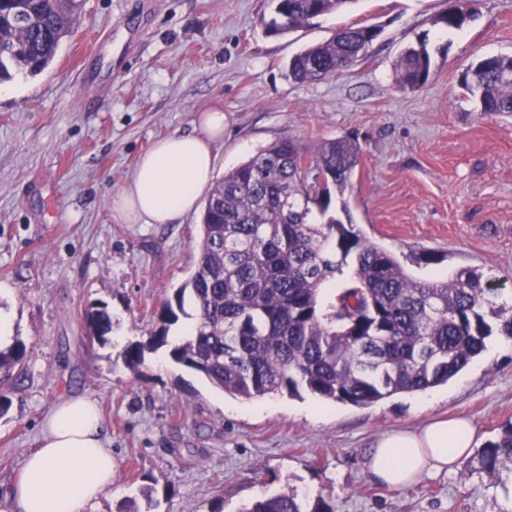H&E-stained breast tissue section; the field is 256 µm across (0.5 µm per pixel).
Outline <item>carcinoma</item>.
<instances>
[{
  "instance_id": "obj_1",
  "label": "carcinoma",
  "mask_w": 512,
  "mask_h": 512,
  "mask_svg": "<svg viewBox=\"0 0 512 512\" xmlns=\"http://www.w3.org/2000/svg\"><path fill=\"white\" fill-rule=\"evenodd\" d=\"M262 20L267 33L284 35L356 0H274ZM472 0L440 19L458 29L472 20ZM84 0H0V84L19 73L36 75L55 59L81 16ZM359 27L294 55L290 76L304 83L333 76L368 50ZM403 89L429 80L426 45L411 46L395 64ZM482 111L512 116V56L479 61L462 75ZM361 148L349 137L310 149L284 137L224 176L203 211L199 258L189 279L159 312L151 338L171 345V358L203 375L224 393L246 399L291 397L304 390L330 402L370 406L392 395L447 382L486 349L492 336L512 340V306L498 303L495 278L477 269L424 281L389 251L327 213L332 192L352 184ZM327 217L323 223L313 214ZM344 282L323 302L322 289ZM194 332L168 343L180 318ZM89 336L105 341L112 316L103 307L85 315ZM25 348L0 349V373L22 364ZM478 469L502 480L512 465V422L476 455ZM244 512L305 510L298 495L265 496Z\"/></svg>"
}]
</instances>
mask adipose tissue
Instances as JSON below:
<instances>
[{"mask_svg":"<svg viewBox=\"0 0 512 512\" xmlns=\"http://www.w3.org/2000/svg\"><path fill=\"white\" fill-rule=\"evenodd\" d=\"M194 126V133L160 139L140 157L115 196L121 218L173 224L196 210L213 179V146L224 138V114L200 113ZM474 439L469 419H434L378 438L364 467L372 478L402 487L426 473L454 470L469 457ZM113 475L112 450L95 402L86 396L63 399L44 415L39 444L12 486L14 512H88L111 492Z\"/></svg>","mask_w":512,"mask_h":512,"instance_id":"obj_1","label":"adipose tissue"}]
</instances>
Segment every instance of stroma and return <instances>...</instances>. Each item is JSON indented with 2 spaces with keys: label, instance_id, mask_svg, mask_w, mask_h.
I'll return each instance as SVG.
<instances>
[{
  "label": "stroma",
  "instance_id": "1",
  "mask_svg": "<svg viewBox=\"0 0 512 512\" xmlns=\"http://www.w3.org/2000/svg\"><path fill=\"white\" fill-rule=\"evenodd\" d=\"M455 0H355L286 35L266 33L272 0H85L74 34L41 74L0 94V307L12 312L23 367L0 416V512L44 414L88 396L112 448V491L92 512H243L262 496L296 492L331 512H512V482L481 472L425 475L403 486L362 466L371 442L434 416L472 420L475 448L512 422V344L484 351L424 393L370 406L310 394L245 399L146 351L125 350L160 327L157 310L193 273L201 211L176 224H127L112 197L160 138L224 111L215 180L278 139L303 145L355 138L360 163L336 218L392 252L415 277L477 268L512 289V117L482 114L461 75L512 55V0H477L474 21L440 22ZM376 25L364 57L335 76L299 83L289 59L336 28ZM425 43L432 76L400 89L394 64ZM435 262H424L425 254ZM106 305L108 343L84 321ZM152 492L151 501L138 497Z\"/></svg>",
  "mask_w": 512,
  "mask_h": 512
}]
</instances>
